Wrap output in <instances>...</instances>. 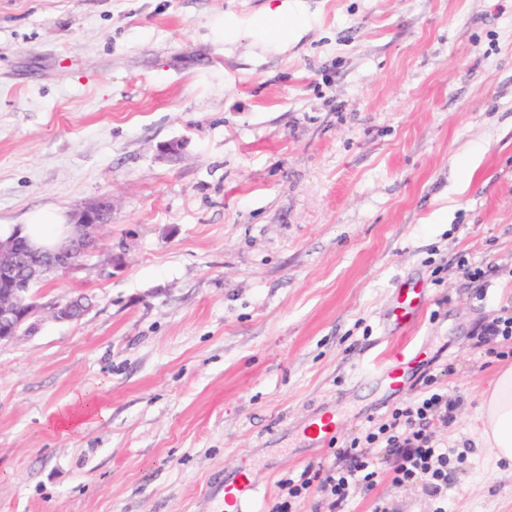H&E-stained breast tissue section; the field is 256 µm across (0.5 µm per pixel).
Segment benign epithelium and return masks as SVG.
<instances>
[{
  "mask_svg": "<svg viewBox=\"0 0 512 512\" xmlns=\"http://www.w3.org/2000/svg\"><path fill=\"white\" fill-rule=\"evenodd\" d=\"M112 215V198L101 197L71 215L70 235L65 252L82 255L96 232ZM20 233L0 237V343H9L33 331L37 322L47 317L58 322L80 319L91 303L84 296L61 298L40 304L32 288L48 277L70 270L56 262L51 250L19 240Z\"/></svg>",
  "mask_w": 512,
  "mask_h": 512,
  "instance_id": "7a95c632",
  "label": "benign epithelium"
}]
</instances>
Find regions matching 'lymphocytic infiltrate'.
<instances>
[{"label":"lymphocytic infiltrate","mask_w":512,"mask_h":512,"mask_svg":"<svg viewBox=\"0 0 512 512\" xmlns=\"http://www.w3.org/2000/svg\"><path fill=\"white\" fill-rule=\"evenodd\" d=\"M455 409V400L436 375H424L419 395L336 447L333 462L306 467L299 476L280 480L281 494L271 512H292L310 494L325 501L329 512H345L354 499L377 487L383 473L396 486L429 477L433 494H441L448 484L450 458L447 449L437 446L433 427L448 424Z\"/></svg>","instance_id":"f902f5d3"}]
</instances>
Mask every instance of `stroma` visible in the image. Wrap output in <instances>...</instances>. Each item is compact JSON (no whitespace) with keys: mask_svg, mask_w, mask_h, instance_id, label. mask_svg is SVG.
<instances>
[{"mask_svg":"<svg viewBox=\"0 0 512 512\" xmlns=\"http://www.w3.org/2000/svg\"><path fill=\"white\" fill-rule=\"evenodd\" d=\"M297 3L274 50L247 29L269 0H0V226L113 198L98 248L36 290L92 308L0 344V512H210L245 463L270 512L333 458L313 418L350 440L437 372L448 512H512L475 430L504 367L475 334L512 316V0ZM400 346L423 355L396 392L372 374ZM81 388L107 418L55 430ZM378 498L435 507L384 478L354 512ZM268 19L276 22L285 32L286 39L295 37L303 28L305 19L301 14L293 13L286 15L281 11V7L268 8L266 11ZM422 302L420 288H406L400 290L396 298L392 315L398 324L405 325L411 321L414 312L420 307Z\"/></svg>","mask_w":512,"mask_h":512,"instance_id":"1","label":"stroma"}]
</instances>
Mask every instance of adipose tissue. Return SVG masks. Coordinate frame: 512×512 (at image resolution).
Segmentation results:
<instances>
[{
    "label": "adipose tissue",
    "mask_w": 512,
    "mask_h": 512,
    "mask_svg": "<svg viewBox=\"0 0 512 512\" xmlns=\"http://www.w3.org/2000/svg\"><path fill=\"white\" fill-rule=\"evenodd\" d=\"M106 415V410L95 403L91 391L83 389L71 395L68 408L57 415L52 425L64 434L77 432ZM477 434L495 463L512 467V366L502 369L483 392Z\"/></svg>",
    "instance_id": "ef3b65f1"
}]
</instances>
